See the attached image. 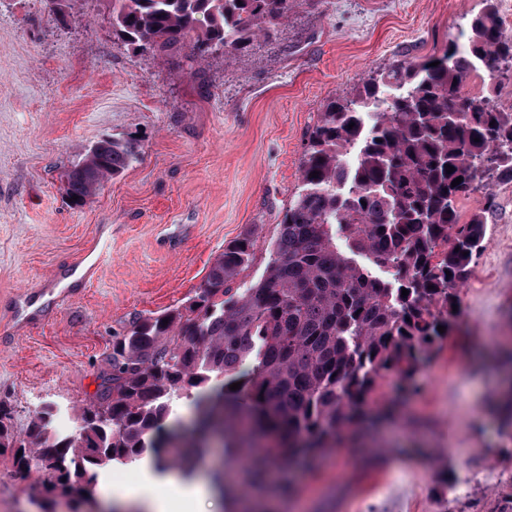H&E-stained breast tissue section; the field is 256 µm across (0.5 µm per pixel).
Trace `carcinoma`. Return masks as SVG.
<instances>
[{
	"label": "carcinoma",
	"mask_w": 512,
	"mask_h": 512,
	"mask_svg": "<svg viewBox=\"0 0 512 512\" xmlns=\"http://www.w3.org/2000/svg\"><path fill=\"white\" fill-rule=\"evenodd\" d=\"M292 4L112 0V27L136 49L198 62L273 35ZM509 65L512 33L495 0H484L467 44L448 43L437 66L396 60L319 113L259 280H245L257 249L250 231L224 248L194 296L136 319L116 338L106 385L69 435L53 431L45 406L17 436L14 411L0 402V455L41 473L28 492L37 512H51L53 499L71 492L93 512L99 472L145 455L159 470L173 463L191 476L216 434L224 458L245 464L234 491L261 487L272 470L287 491L293 462L338 448L344 434L399 410L417 392V374L440 355L457 291L485 239L493 199L484 196L467 219L459 199L480 177L512 180V109L493 98ZM479 68L485 89L463 93ZM137 159L132 141L100 140L67 170L68 195L87 202ZM248 361L240 388L227 389L225 378ZM182 392L196 412L193 428L165 431L170 401ZM499 409L512 442L511 388Z\"/></svg>",
	"instance_id": "1"
}]
</instances>
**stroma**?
<instances>
[{"mask_svg":"<svg viewBox=\"0 0 512 512\" xmlns=\"http://www.w3.org/2000/svg\"><path fill=\"white\" fill-rule=\"evenodd\" d=\"M482 0H295L276 37L193 67L132 50L110 0H69V24L42 0H0V401L15 432L44 404L76 429L136 318L193 295L231 241L257 235L251 277L299 183L318 115L397 58L418 63L464 43ZM140 155L81 206L64 175L104 138ZM484 248L458 292L456 330L396 418L245 497L265 512H493L512 492V442L489 410L502 372L476 353L512 350V181L489 183ZM77 288L42 318L22 294ZM422 420L419 428L411 420ZM470 464L462 472L459 459ZM454 484L438 495L440 467ZM0 456V512H32Z\"/></svg>","mask_w":512,"mask_h":512,"instance_id":"35a3bbf8","label":"stroma"}]
</instances>
